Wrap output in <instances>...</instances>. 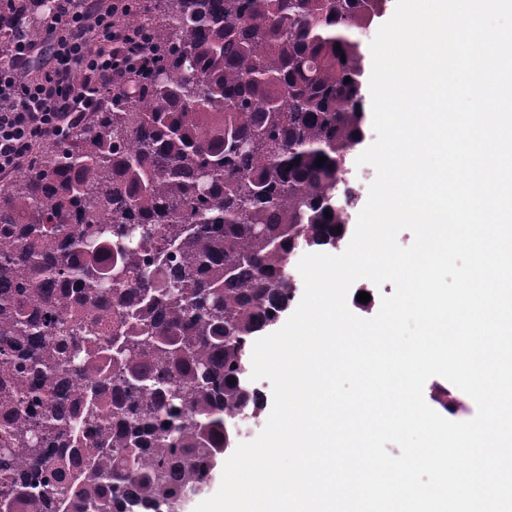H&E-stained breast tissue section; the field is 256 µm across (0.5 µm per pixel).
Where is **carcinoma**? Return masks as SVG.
<instances>
[{
	"instance_id": "obj_1",
	"label": "carcinoma",
	"mask_w": 512,
	"mask_h": 512,
	"mask_svg": "<svg viewBox=\"0 0 512 512\" xmlns=\"http://www.w3.org/2000/svg\"><path fill=\"white\" fill-rule=\"evenodd\" d=\"M151 2L146 77L0 188L11 512H164L206 484L261 408L246 354L291 258L348 230L359 35L386 0Z\"/></svg>"
}]
</instances>
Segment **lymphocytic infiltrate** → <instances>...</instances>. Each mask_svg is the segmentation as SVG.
Instances as JSON below:
<instances>
[{
    "label": "lymphocytic infiltrate",
    "instance_id": "lymphocytic-infiltrate-1",
    "mask_svg": "<svg viewBox=\"0 0 512 512\" xmlns=\"http://www.w3.org/2000/svg\"><path fill=\"white\" fill-rule=\"evenodd\" d=\"M39 38L15 30L0 61V177L33 166L35 145L66 135L101 88L124 89L150 65L143 32L124 23L135 0H54ZM49 51L38 78L31 63Z\"/></svg>",
    "mask_w": 512,
    "mask_h": 512
}]
</instances>
